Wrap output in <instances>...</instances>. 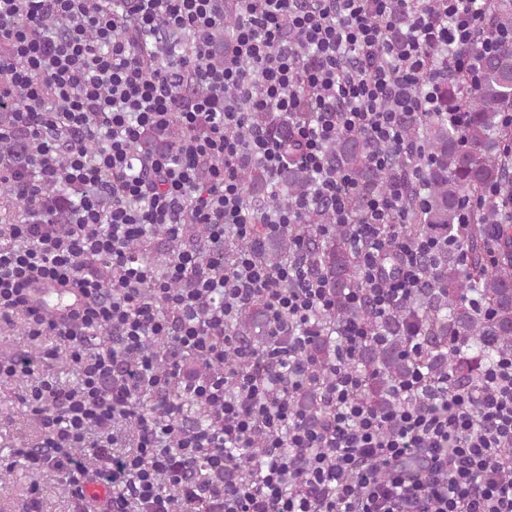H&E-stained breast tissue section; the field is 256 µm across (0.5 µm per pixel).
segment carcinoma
<instances>
[{"instance_id":"cac0c4a2","label":"carcinoma","mask_w":512,"mask_h":512,"mask_svg":"<svg viewBox=\"0 0 512 512\" xmlns=\"http://www.w3.org/2000/svg\"><path fill=\"white\" fill-rule=\"evenodd\" d=\"M235 19V0H224V29L211 35L217 61L231 41ZM489 37L479 56L477 78L454 76L438 87L436 111L401 117L405 144L422 146L433 154L423 174L428 203L419 204L418 186L407 187V230L433 232L460 242L468 261H462L453 248L416 258L420 282L413 296L378 317L368 298L351 302V293L358 287V268L348 224L334 225L323 237L305 227L300 246L295 235L288 233L231 248L233 252L249 250L257 261L273 268L299 257L327 282L333 307L320 316L321 335L309 345L307 356L296 358L291 367L292 375L308 380L292 403L310 426L326 422L321 384L336 361L335 334L350 319L365 323L372 332V338L358 348L351 368L361 378L360 400L376 410L395 405L394 387L417 368L432 384L450 373L455 386L475 390L491 363L512 353V238L495 241L496 263L488 266L491 226L512 224V212L501 206L512 200V123L504 122L512 112V0H494ZM250 122L281 141L287 164L272 189L262 165L245 169L246 203L260 212L270 206L284 207L302 195L309 182V173L299 163V141L288 117L273 109L250 113ZM181 137L176 125L163 133L148 131L138 148L166 151ZM326 157L329 164L354 177L351 208L357 217L364 215L374 195L407 168L403 155L394 156L385 169L372 166L367 140L361 135L338 136L327 146ZM0 158L14 168L27 164L23 141L0 142ZM489 188L498 196L476 209L470 223H459L466 199L481 196ZM204 239L200 225L187 224L182 237L167 239L166 246L174 252L185 242L201 244ZM404 266L405 257L394 250L379 258L385 278L398 275ZM414 330L419 350L412 354L409 341ZM234 333L244 346L266 341L267 316L260 304L240 311Z\"/></svg>"}]
</instances>
